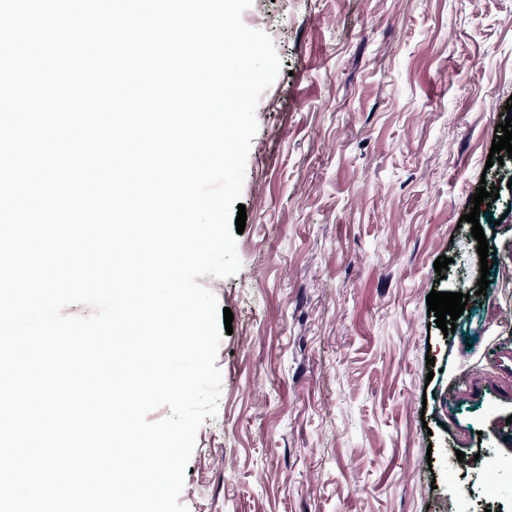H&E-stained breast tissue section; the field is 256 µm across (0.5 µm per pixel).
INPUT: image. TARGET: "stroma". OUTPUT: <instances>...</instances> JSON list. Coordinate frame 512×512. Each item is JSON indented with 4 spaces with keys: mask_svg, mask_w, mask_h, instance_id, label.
I'll use <instances>...</instances> for the list:
<instances>
[{
    "mask_svg": "<svg viewBox=\"0 0 512 512\" xmlns=\"http://www.w3.org/2000/svg\"><path fill=\"white\" fill-rule=\"evenodd\" d=\"M280 60L188 512H512V189L471 199L512 100V0H252ZM450 264L437 275L438 256ZM469 301L445 334L431 291Z\"/></svg>",
    "mask_w": 512,
    "mask_h": 512,
    "instance_id": "stroma-1",
    "label": "stroma"
}]
</instances>
